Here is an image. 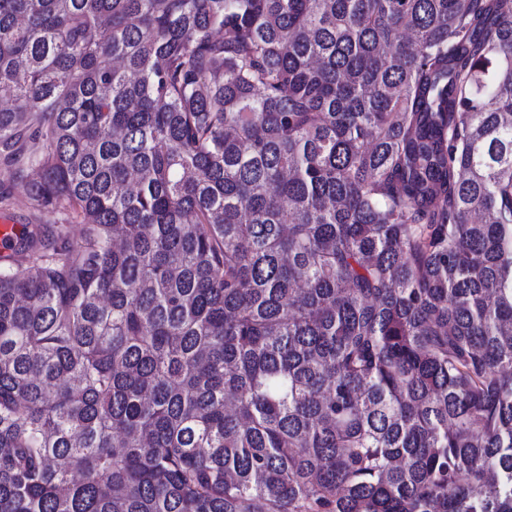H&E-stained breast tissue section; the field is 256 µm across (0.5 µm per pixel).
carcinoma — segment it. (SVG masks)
Segmentation results:
<instances>
[{"label": "carcinoma", "mask_w": 512, "mask_h": 512, "mask_svg": "<svg viewBox=\"0 0 512 512\" xmlns=\"http://www.w3.org/2000/svg\"><path fill=\"white\" fill-rule=\"evenodd\" d=\"M0 100V512H512V0H0ZM0 253L2 256L9 255L11 248L19 236L24 224H64L66 241L72 243L79 236L80 226L76 220L67 222L65 216L57 212L47 210L34 212L20 187L10 188V198L6 203H0ZM17 224V225H15ZM64 240V241H65ZM63 241V242H64Z\"/></svg>", "instance_id": "1"}]
</instances>
